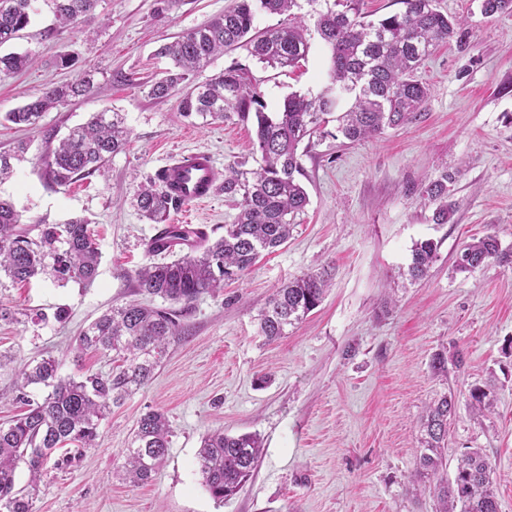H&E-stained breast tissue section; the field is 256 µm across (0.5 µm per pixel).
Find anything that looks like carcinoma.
I'll use <instances>...</instances> for the list:
<instances>
[{"instance_id":"cac0c4a2","label":"carcinoma","mask_w":512,"mask_h":512,"mask_svg":"<svg viewBox=\"0 0 512 512\" xmlns=\"http://www.w3.org/2000/svg\"><path fill=\"white\" fill-rule=\"evenodd\" d=\"M33 0H0V46L20 36L31 19ZM60 27L87 21L99 0H47ZM405 9L376 21L364 20L356 0H336L338 9L317 13V31L331 53L329 84L317 95L292 93L276 112L263 110L261 92L245 74L227 69L200 85L188 88L180 102L185 117L224 119L235 114L253 119L255 148L262 163L252 171L229 166L224 170V198L237 214L224 225V236L210 241L200 228L167 224L148 252L173 257L154 263L135 274L139 294L157 297L170 308L144 306L130 300L114 306L91 322L78 336L77 348L112 355L115 366L107 374L87 372L77 378L62 376L57 361L49 356L25 365L16 374L15 400L28 411L0 424V512H32L33 495L52 455L66 445L91 448L101 421L111 407L144 387L154 376L168 345L180 338L179 317L205 293L221 287L226 279L244 275L264 252L273 253L287 243L292 231L290 216L305 209L309 199L300 183L303 169L299 145L320 126L324 116L336 112L338 132L352 143L375 138L388 128L409 122L423 108L429 88L416 73L437 46L452 39L463 43V22L436 7V0H403ZM298 0H235L224 14L204 27L183 33L159 48L171 68L155 80L148 95L162 100L185 83L191 73L206 66L214 55L243 44L252 57L276 68L294 67L308 55L302 18L293 13ZM486 16L512 14V0H481ZM287 15L289 22L258 31L257 14ZM28 53L0 55V74L29 68ZM94 89V77L85 70L74 81L49 87L34 100L9 112L5 120L32 126L44 112L70 98ZM129 130L119 112L104 110L86 124L72 129L48 156L47 173L58 186L77 176L97 171L110 157L123 151ZM443 173L427 188L437 204L433 219L448 223L453 213L448 203V184ZM132 205L141 216L157 222L179 205L162 177L138 186ZM20 215L13 203L0 198V273L15 282H27L42 274L59 281L92 283L98 273L100 252L84 218L63 224H38L36 237L19 227ZM430 240L416 242L408 264L409 278L426 279L436 258ZM460 272H473L490 263L512 269V250L503 249L488 234L466 244ZM328 289V271L308 273L275 289L258 315L259 331L269 342L287 335L295 324L317 308ZM463 366L459 351L447 358L435 354L431 367L439 373L447 363ZM43 386L40 400L28 388ZM491 407L489 392L474 387L469 408L480 415ZM456 413L455 396L445 394L432 402L422 419V447L418 472L435 476L445 464L448 425ZM172 431L160 411L140 417L128 448L122 472L133 484L150 480L170 448ZM261 453L259 438L250 433L228 435L216 430L206 435L197 452L203 485L218 500L235 495L251 477ZM25 465L30 483L17 486L16 470ZM431 492L439 500V512H498L493 467L484 450L471 448L457 460L453 478L440 479Z\"/></svg>"}]
</instances>
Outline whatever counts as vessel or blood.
Returning a JSON list of instances; mask_svg holds the SVG:
<instances>
[{
    "mask_svg": "<svg viewBox=\"0 0 512 512\" xmlns=\"http://www.w3.org/2000/svg\"><path fill=\"white\" fill-rule=\"evenodd\" d=\"M162 175L175 197L199 204L211 198L221 172L209 154L191 151L164 167Z\"/></svg>",
    "mask_w": 512,
    "mask_h": 512,
    "instance_id": "1",
    "label": "vessel or blood"
}]
</instances>
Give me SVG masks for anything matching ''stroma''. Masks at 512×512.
Here are the masks:
<instances>
[{
    "label": "stroma",
    "mask_w": 512,
    "mask_h": 512,
    "mask_svg": "<svg viewBox=\"0 0 512 512\" xmlns=\"http://www.w3.org/2000/svg\"><path fill=\"white\" fill-rule=\"evenodd\" d=\"M234 0H183L165 15L156 0H100L94 18L61 30L47 0H36L20 39L0 54L30 53L27 70L0 75V154L17 142L29 149L14 161L0 197L21 222L89 220L101 252L91 285L41 276L26 284L0 276V422L19 414L15 371L51 356L64 376L109 372L111 357L76 349L82 329L108 308L133 299L134 274L153 263L147 244L159 227L130 198L186 150L214 156L218 167L257 168L252 122L183 117L180 94L159 102L148 86L168 63L160 44L204 26ZM465 23L466 44L436 48L417 73L430 96L420 115L374 140L351 143L336 132L335 115L299 147L309 203L294 219L288 242L236 281L202 295L184 315L153 379L102 421L94 447L69 466L47 467L33 512H436L438 503L415 479L419 422L445 392L458 398L448 430L446 462L481 448L494 469L499 512H512V269L491 263L458 273L454 262L471 238L495 235L512 249V15H482L479 0H437ZM303 5L309 53L298 67L266 66L243 47L215 56L190 76L205 82L228 68L243 69L276 111L292 93H317L328 82L329 54ZM70 55L64 69L56 58ZM95 72V88L20 127L7 112L51 83ZM122 113L130 131L124 151L67 186L48 182L45 158L68 131L93 114ZM452 174L454 211L433 220L424 190ZM237 210L215 190L208 205L178 206L168 221L191 215L210 238L224 234ZM430 239L437 257L426 280L405 277L415 242ZM328 268L323 302L287 336L268 343L257 315L274 288ZM63 320H56L57 311ZM462 352V368L435 376L439 352ZM494 383V410L475 417L473 386ZM166 414L173 430L166 458L152 479L121 477L123 452L140 417ZM251 433L261 455L251 478L230 499L203 486L196 454L208 433Z\"/></svg>",
    "instance_id": "1"
}]
</instances>
